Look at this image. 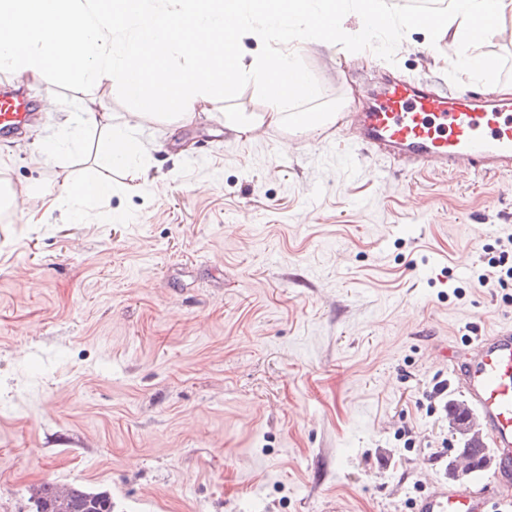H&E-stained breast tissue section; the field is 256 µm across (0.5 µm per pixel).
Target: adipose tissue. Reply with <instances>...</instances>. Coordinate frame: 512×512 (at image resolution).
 <instances>
[{"label":"adipose tissue","mask_w":512,"mask_h":512,"mask_svg":"<svg viewBox=\"0 0 512 512\" xmlns=\"http://www.w3.org/2000/svg\"><path fill=\"white\" fill-rule=\"evenodd\" d=\"M512 16V0H452L448 13L434 17L414 13L404 18L403 26L426 24L431 26L436 43H456L460 38L483 40L496 35L505 17ZM89 125L105 130L109 139L105 158L109 165L140 166L143 148L126 129L114 126L112 114L105 100L95 101L88 110Z\"/></svg>","instance_id":"1"}]
</instances>
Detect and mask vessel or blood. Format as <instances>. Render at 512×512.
Returning a JSON list of instances; mask_svg holds the SVG:
<instances>
[{
	"label": "vessel or blood",
	"mask_w": 512,
	"mask_h": 512,
	"mask_svg": "<svg viewBox=\"0 0 512 512\" xmlns=\"http://www.w3.org/2000/svg\"><path fill=\"white\" fill-rule=\"evenodd\" d=\"M32 103L21 93L0 90V138L21 135ZM356 142L408 171L452 172L460 165L487 173L512 172V104L461 89L446 90L400 78L387 79L362 111L347 115ZM455 382L464 392L480 433L497 460L491 478L477 490L468 459L458 461L462 487L431 489L416 512H512V325L473 341L458 365Z\"/></svg>",
	"instance_id": "1"
}]
</instances>
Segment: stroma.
I'll return each mask as SVG.
<instances>
[{
	"label": "stroma",
	"instance_id": "stroma-1",
	"mask_svg": "<svg viewBox=\"0 0 512 512\" xmlns=\"http://www.w3.org/2000/svg\"><path fill=\"white\" fill-rule=\"evenodd\" d=\"M463 52L499 63L462 82L424 30L395 62L299 48L323 100L358 107L388 76L482 93L512 84V21ZM35 121L0 139V512L46 482L107 492L112 512H414L458 488L457 356L512 325L475 280L512 235V174L416 175L341 124L250 141L224 102L140 128L111 89L18 73ZM155 144L147 177L105 168L90 98ZM59 143L34 158L42 141ZM107 172L75 216L62 187ZM413 434L415 445L405 443Z\"/></svg>",
	"mask_w": 512,
	"mask_h": 512
}]
</instances>
